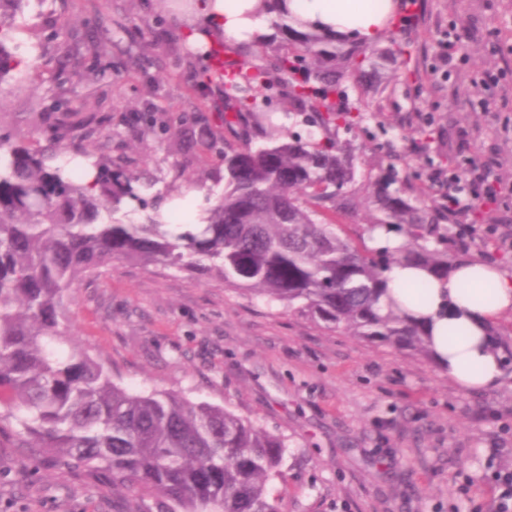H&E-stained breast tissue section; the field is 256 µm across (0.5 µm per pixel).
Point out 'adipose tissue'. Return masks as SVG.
Here are the masks:
<instances>
[{"label":"adipose tissue","mask_w":512,"mask_h":512,"mask_svg":"<svg viewBox=\"0 0 512 512\" xmlns=\"http://www.w3.org/2000/svg\"><path fill=\"white\" fill-rule=\"evenodd\" d=\"M255 0H196L194 16L183 32L195 49L218 43L231 46L244 41H261L273 30L274 20L289 12L305 24V32L332 37L355 36L360 41H376L395 14L398 0H274L262 12H254ZM453 311V318L440 314ZM512 310V273L490 265L468 261L458 264L447 281L427 289L426 301L417 314L433 319V345L448 363V374L467 390L490 389L502 377L500 360L482 340V323ZM457 324L460 335L448 333Z\"/></svg>","instance_id":"ef3b65f1"}]
</instances>
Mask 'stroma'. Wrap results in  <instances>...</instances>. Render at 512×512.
Masks as SVG:
<instances>
[{"mask_svg":"<svg viewBox=\"0 0 512 512\" xmlns=\"http://www.w3.org/2000/svg\"><path fill=\"white\" fill-rule=\"evenodd\" d=\"M418 21L388 26L374 43L377 68L356 72L352 93L365 94L384 132L351 133L364 151L357 159L358 197L378 169L380 143L402 158L419 197L431 202L433 169L469 165L455 149L472 133L479 146L504 157L499 174L512 182V0H418ZM27 22L52 31L35 39L20 31L34 72L22 71L0 100V134L35 145L52 125L108 119L112 159L146 174L157 190L215 188L224 177V144L236 140L217 108L221 81L194 82L207 65L156 0H32ZM473 39L436 59L450 28ZM106 41L101 57H76L61 68L58 53L87 35ZM106 77L91 85L77 76L90 66ZM39 106L37 123L30 109ZM157 113L165 127L145 129ZM427 138V154L411 141ZM471 258L512 270V252L496 254L487 228L512 218V195L480 207ZM65 322L114 382L138 390L176 392L250 417L285 438L284 478L273 488L286 512H497L494 468L512 467V379L489 390L462 389L447 372L339 331H327L282 307L239 293L200 270L160 263L106 264L84 277L66 301ZM0 425V512H112V494L34 448L13 444Z\"/></svg>","mask_w":512,"mask_h":512,"instance_id":"1","label":"stroma"}]
</instances>
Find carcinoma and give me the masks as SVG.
<instances>
[{
  "label": "carcinoma",
  "mask_w": 512,
  "mask_h": 512,
  "mask_svg": "<svg viewBox=\"0 0 512 512\" xmlns=\"http://www.w3.org/2000/svg\"><path fill=\"white\" fill-rule=\"evenodd\" d=\"M29 0H0V99L23 59L15 33ZM167 14L191 15L195 0H159ZM224 127L239 131L224 148V191L213 195L204 224L104 221L154 186L82 141L112 132L104 121L48 130L47 144H13L0 136V419L14 420L19 448H37L112 488V512H283L271 491L282 477L285 440L207 402L175 393H141L118 385L86 348L70 345L64 295L115 261L201 268L224 284L282 306L325 330L392 347L439 366L432 320L391 303L387 273L413 266L416 299L465 258L438 207L406 195L400 157L387 155L360 233L337 222L356 213L349 192L359 175L342 134L368 122V106L350 99L353 72L376 67L374 50L300 35L266 65L224 61ZM288 115H310L320 137L272 121L266 101ZM264 139L252 146L250 131ZM400 238L399 248L370 247L373 233ZM487 349L512 372V338L491 321Z\"/></svg>",
  "instance_id": "1"
}]
</instances>
